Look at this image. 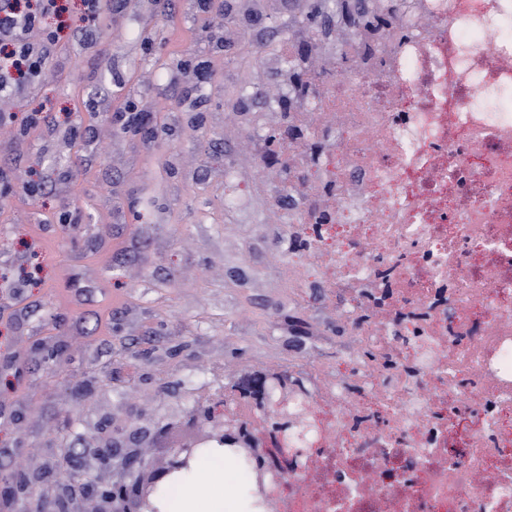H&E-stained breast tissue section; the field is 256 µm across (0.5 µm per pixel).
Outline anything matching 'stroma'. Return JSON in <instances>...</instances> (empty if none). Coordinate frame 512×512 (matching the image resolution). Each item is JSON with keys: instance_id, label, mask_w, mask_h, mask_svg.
Masks as SVG:
<instances>
[{"instance_id": "stroma-1", "label": "stroma", "mask_w": 512, "mask_h": 512, "mask_svg": "<svg viewBox=\"0 0 512 512\" xmlns=\"http://www.w3.org/2000/svg\"><path fill=\"white\" fill-rule=\"evenodd\" d=\"M85 29L63 31L39 85L9 103L48 111L47 126H0L15 185L0 198V484L40 476L47 503L65 477L112 479L61 465L92 435L182 421L254 366L347 373L336 351L354 342L336 333L334 300L288 286L253 127L224 138L240 60L220 38L223 11L127 0ZM229 168L244 199L231 209Z\"/></svg>"}]
</instances>
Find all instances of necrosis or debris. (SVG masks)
Returning a JSON list of instances; mask_svg holds the SVG:
<instances>
[{"label": "necrosis or debris", "instance_id": "4bbe7bcc", "mask_svg": "<svg viewBox=\"0 0 512 512\" xmlns=\"http://www.w3.org/2000/svg\"><path fill=\"white\" fill-rule=\"evenodd\" d=\"M335 42L268 195L297 287L343 300L351 373L306 369L272 512H512V0H397ZM385 11L387 15L376 17L375 22L377 24L374 23L373 14L366 13L364 10H357L356 14L351 16V19L354 18V25L363 27L367 33L373 32L374 30L384 32L398 41L399 35L393 25V14L390 6H387ZM367 33H365V38L368 36Z\"/></svg>", "mask_w": 512, "mask_h": 512}]
</instances>
